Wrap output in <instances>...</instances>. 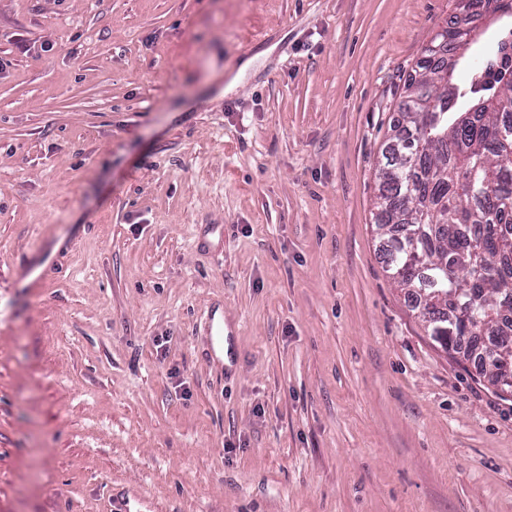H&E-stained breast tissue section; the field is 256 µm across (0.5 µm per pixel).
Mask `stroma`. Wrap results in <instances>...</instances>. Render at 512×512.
<instances>
[{
	"mask_svg": "<svg viewBox=\"0 0 512 512\" xmlns=\"http://www.w3.org/2000/svg\"><path fill=\"white\" fill-rule=\"evenodd\" d=\"M456 12L0 0V512H512V399L373 224Z\"/></svg>",
	"mask_w": 512,
	"mask_h": 512,
	"instance_id": "35a3bbf8",
	"label": "stroma"
}]
</instances>
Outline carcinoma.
<instances>
[{
  "mask_svg": "<svg viewBox=\"0 0 512 512\" xmlns=\"http://www.w3.org/2000/svg\"><path fill=\"white\" fill-rule=\"evenodd\" d=\"M447 55L462 48L448 27ZM512 28L485 44L461 81L444 59L425 50L405 89L416 90L402 113L403 147L421 146L414 165L393 168L379 189L388 270L415 306L441 301L439 319L427 321L431 339L461 354L490 379L496 361L512 359Z\"/></svg>",
  "mask_w": 512,
  "mask_h": 512,
  "instance_id": "obj_1",
  "label": "carcinoma"
}]
</instances>
